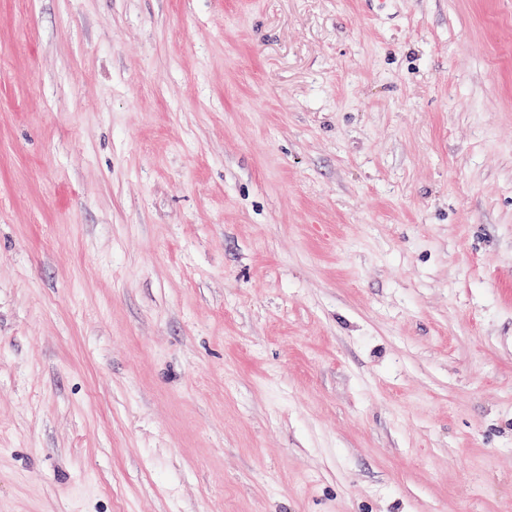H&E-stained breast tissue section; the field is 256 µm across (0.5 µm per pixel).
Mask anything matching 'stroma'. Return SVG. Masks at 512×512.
I'll use <instances>...</instances> for the list:
<instances>
[{"label":"stroma","mask_w":512,"mask_h":512,"mask_svg":"<svg viewBox=\"0 0 512 512\" xmlns=\"http://www.w3.org/2000/svg\"><path fill=\"white\" fill-rule=\"evenodd\" d=\"M0 512H512V0H0Z\"/></svg>","instance_id":"obj_1"}]
</instances>
